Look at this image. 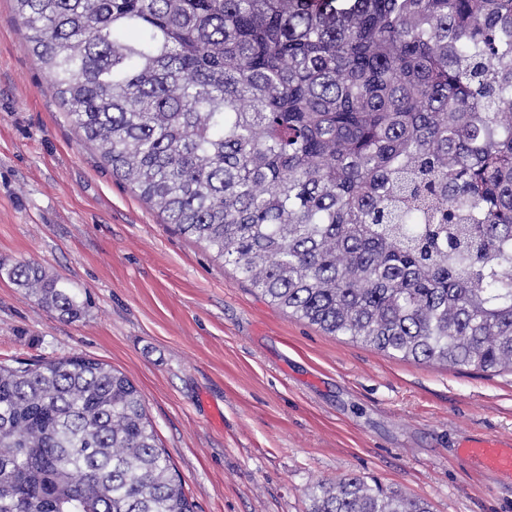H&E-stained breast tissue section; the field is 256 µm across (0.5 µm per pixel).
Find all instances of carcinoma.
<instances>
[{
  "mask_svg": "<svg viewBox=\"0 0 512 512\" xmlns=\"http://www.w3.org/2000/svg\"><path fill=\"white\" fill-rule=\"evenodd\" d=\"M69 122L271 303L512 372V0H15ZM10 280L65 321L41 266ZM311 512H431L359 476ZM0 512H194L122 372L0 363Z\"/></svg>",
  "mask_w": 512,
  "mask_h": 512,
  "instance_id": "cac0c4a2",
  "label": "carcinoma"
}]
</instances>
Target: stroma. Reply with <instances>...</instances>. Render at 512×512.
<instances>
[{"label": "stroma", "instance_id": "stroma-1", "mask_svg": "<svg viewBox=\"0 0 512 512\" xmlns=\"http://www.w3.org/2000/svg\"><path fill=\"white\" fill-rule=\"evenodd\" d=\"M18 261L86 314L0 271V362L79 353L127 375L194 512H310L309 487L346 475L433 512H512V475L461 452L512 440V373L395 359L271 304L113 176L0 0V262ZM10 280L23 288L42 307L65 321L80 320L85 312L84 301L74 288L59 277L48 274L41 266L30 262H16L8 269Z\"/></svg>", "mask_w": 512, "mask_h": 512}]
</instances>
